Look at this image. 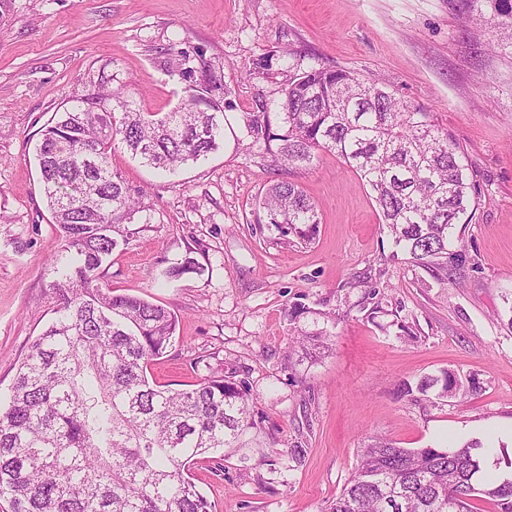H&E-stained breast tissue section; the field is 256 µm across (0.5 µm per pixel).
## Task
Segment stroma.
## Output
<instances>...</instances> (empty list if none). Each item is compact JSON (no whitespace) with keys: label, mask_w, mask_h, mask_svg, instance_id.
<instances>
[{"label":"stroma","mask_w":512,"mask_h":512,"mask_svg":"<svg viewBox=\"0 0 512 512\" xmlns=\"http://www.w3.org/2000/svg\"><path fill=\"white\" fill-rule=\"evenodd\" d=\"M199 50L221 73L224 143L165 174L116 149L139 194V226L112 255L115 293L178 317L150 370L191 387L234 367L272 448L195 463L213 512H327L381 437L403 448L481 442L495 473L512 461V19L490 0H12L0 23V402L51 321L49 263L63 245L35 160L39 130L101 78L135 108L168 112L187 85L167 48ZM343 68L424 107L459 144L475 215L458 225L447 271L412 263L370 190L336 154L277 166L245 135L244 113L276 108L296 70ZM316 204L313 240L259 223L269 184ZM201 273L171 280L185 257ZM305 312L289 321L288 310ZM326 334L306 354L298 331ZM471 375L467 400L401 397L440 370ZM306 456L288 458L295 442Z\"/></svg>","instance_id":"1"}]
</instances>
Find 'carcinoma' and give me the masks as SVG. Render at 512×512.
<instances>
[{
  "label": "carcinoma",
  "mask_w": 512,
  "mask_h": 512,
  "mask_svg": "<svg viewBox=\"0 0 512 512\" xmlns=\"http://www.w3.org/2000/svg\"><path fill=\"white\" fill-rule=\"evenodd\" d=\"M188 79L175 110L131 107L102 80L40 133L36 160L53 223L64 239L51 260L56 316L18 365L0 405V501L10 512H212L190 466L225 448L262 445L251 431L246 382L214 373L191 389L149 380L148 368L175 340V313L115 294L112 254L133 235L117 220L138 201L112 170L120 144L143 163L175 171L224 141L222 78L211 63ZM245 134L283 165L336 153L370 189L381 224L415 264L448 269L456 226L471 221L469 176L457 142L428 112L357 74L304 70L283 90L278 111L247 112ZM259 224L313 237L316 205L295 183L270 185ZM192 258L171 278L198 274ZM478 382L446 369L401 393L466 397ZM483 451L400 448L375 438L329 512H512V474L479 482ZM489 505V509L479 503Z\"/></svg>",
  "instance_id": "cac0c4a2"
}]
</instances>
